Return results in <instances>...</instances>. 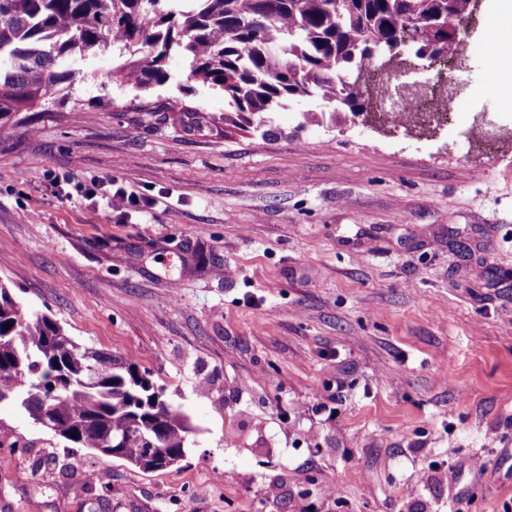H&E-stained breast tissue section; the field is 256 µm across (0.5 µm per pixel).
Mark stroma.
Returning <instances> with one entry per match:
<instances>
[{"instance_id": "1", "label": "stroma", "mask_w": 512, "mask_h": 512, "mask_svg": "<svg viewBox=\"0 0 512 512\" xmlns=\"http://www.w3.org/2000/svg\"><path fill=\"white\" fill-rule=\"evenodd\" d=\"M489 49L480 14L436 139L315 97L228 128L183 56L139 92L114 50L0 125V282L191 425L145 472L1 404L21 444L0 512H512V106ZM168 102L200 122L141 110ZM479 118L504 138L469 139ZM114 184L140 200L121 221Z\"/></svg>"}]
</instances>
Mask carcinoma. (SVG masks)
I'll return each mask as SVG.
<instances>
[{"label": "carcinoma", "mask_w": 512, "mask_h": 512, "mask_svg": "<svg viewBox=\"0 0 512 512\" xmlns=\"http://www.w3.org/2000/svg\"><path fill=\"white\" fill-rule=\"evenodd\" d=\"M0 0V121L72 80L73 56L112 47L125 58L112 76L145 92L163 85L171 53L190 59L189 78L224 93V124L246 131L299 96L350 111L373 107L379 71L400 58L440 50L463 56L472 0ZM425 17L417 35L407 22ZM453 18L460 32L444 29ZM0 404L76 448L144 471L185 456L187 418L146 371L90 351L46 315L31 317L0 283ZM78 437H72V433ZM156 456L147 458V449Z\"/></svg>", "instance_id": "obj_1"}]
</instances>
